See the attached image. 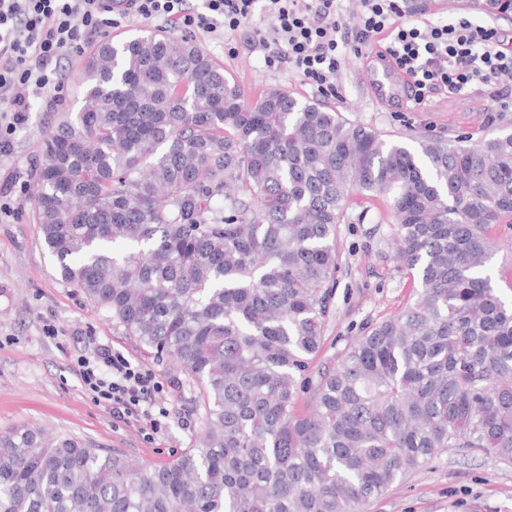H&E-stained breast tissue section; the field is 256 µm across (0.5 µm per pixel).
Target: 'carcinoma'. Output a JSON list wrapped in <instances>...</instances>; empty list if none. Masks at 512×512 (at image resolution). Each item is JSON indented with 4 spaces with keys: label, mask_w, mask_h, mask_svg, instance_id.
<instances>
[{
    "label": "carcinoma",
    "mask_w": 512,
    "mask_h": 512,
    "mask_svg": "<svg viewBox=\"0 0 512 512\" xmlns=\"http://www.w3.org/2000/svg\"><path fill=\"white\" fill-rule=\"evenodd\" d=\"M356 194L388 203L418 289L314 373ZM34 216L63 282L198 390L201 434L137 466L1 431L0 512H363L450 449L512 465V304L485 274L512 134L411 149L284 90L249 97L193 37L142 29L87 55Z\"/></svg>",
    "instance_id": "carcinoma-1"
}]
</instances>
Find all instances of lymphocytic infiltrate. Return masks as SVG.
Instances as JSON below:
<instances>
[{
    "label": "lymphocytic infiltrate",
    "mask_w": 512,
    "mask_h": 512,
    "mask_svg": "<svg viewBox=\"0 0 512 512\" xmlns=\"http://www.w3.org/2000/svg\"><path fill=\"white\" fill-rule=\"evenodd\" d=\"M125 15L144 21L172 20L187 29L237 31L255 12L257 0H205L191 11L189 0H125ZM271 20L272 58L320 91L334 92L346 50L372 47L385 35L384 60L411 82L416 100L447 88L458 94L472 84L491 87L504 101L501 82L512 78V49L497 29L461 16L448 24L405 20L398 0H360L361 23L347 28L339 0H265ZM112 0H0V102L8 103L10 126L23 124L29 102L60 92L63 62L112 26ZM84 387L117 418L158 435L169 416L155 398L163 384L156 375L109 344L77 360Z\"/></svg>",
    "instance_id": "lymphocytic-infiltrate-1"
}]
</instances>
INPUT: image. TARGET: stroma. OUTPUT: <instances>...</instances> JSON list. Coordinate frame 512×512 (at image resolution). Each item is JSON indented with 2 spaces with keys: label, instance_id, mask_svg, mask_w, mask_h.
<instances>
[{
  "label": "stroma",
  "instance_id": "1",
  "mask_svg": "<svg viewBox=\"0 0 512 512\" xmlns=\"http://www.w3.org/2000/svg\"><path fill=\"white\" fill-rule=\"evenodd\" d=\"M399 4L407 19L443 23L466 16L496 26L512 41V13L478 10L472 0ZM269 29L259 4L243 30L222 35L199 31L195 39L248 95L281 89L302 99H322L347 119L409 146L420 135L462 139L472 145L512 133V112L503 113L497 123L487 122L495 108L488 87L472 85L457 95L438 88L413 107L406 103V86H396L384 97L375 94L369 83L372 62L351 51L342 62L336 96L319 97L299 75L268 62L258 40ZM83 65L80 59L71 63L62 104L52 109L35 103L25 123L13 129L10 150L0 154V186L9 190L8 207L0 211V430L38 426L53 435H72L99 448L117 449L140 465L158 464L198 444L193 392L174 385L160 396L170 417L164 434L155 437L113 417L93 399L76 375L74 362L77 356L90 354L95 342L111 345L155 373H162L163 367L116 333L101 311L64 284L34 221V164L45 132L79 106ZM497 237L499 249L489 272L502 299L511 302L512 226L500 225ZM393 238L394 218L386 204L354 197L339 226L341 265L334 310L317 363L334 359L365 324L394 314L407 302L409 277L395 258ZM364 512H512V466L485 456L447 452L367 503Z\"/></svg>",
  "mask_w": 512,
  "mask_h": 512
}]
</instances>
